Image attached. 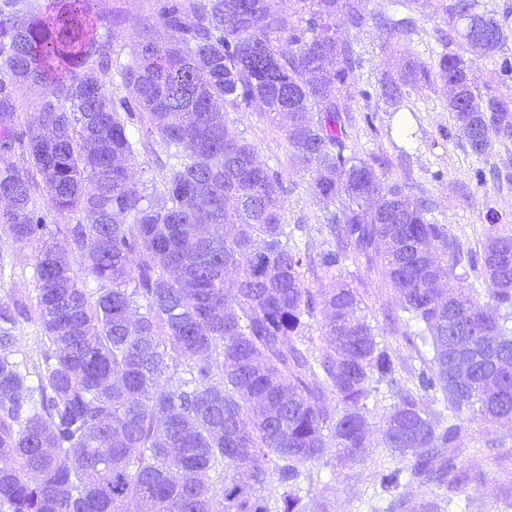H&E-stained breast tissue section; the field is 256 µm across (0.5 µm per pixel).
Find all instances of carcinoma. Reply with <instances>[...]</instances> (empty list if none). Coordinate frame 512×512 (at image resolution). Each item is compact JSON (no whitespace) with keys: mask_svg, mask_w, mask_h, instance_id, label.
Listing matches in <instances>:
<instances>
[{"mask_svg":"<svg viewBox=\"0 0 512 512\" xmlns=\"http://www.w3.org/2000/svg\"><path fill=\"white\" fill-rule=\"evenodd\" d=\"M282 2L165 0L158 20L171 40L142 27L117 103L97 0H57L39 15L15 0L0 5V233L42 242L36 315L46 338L35 387L0 355V512H126L132 501L145 512H213L210 470L224 512H314L299 495L303 467L332 447L342 464L365 457L366 399L375 383L397 384L399 365L362 313L359 289L314 292L305 265L334 279L354 257L381 271L414 325L407 342L431 347L417 385L442 393L448 424L400 392L383 437L412 464L376 472L393 494L390 512H445L431 500L412 506L399 489L448 486L455 464L445 449L459 416L512 418V237L489 235L462 260L426 199L383 178L377 157L347 149L339 98L359 59L336 35V16L361 28L359 0H296L295 16ZM374 20L387 41L409 24L385 11ZM476 23L498 40L468 39ZM460 24L476 55L499 56L512 72L503 20L454 0L448 32ZM436 67L454 125L486 154L493 135L512 129V97L476 95L470 60L456 53H441ZM17 85L44 95L39 125L21 132ZM230 108L288 119L290 157L325 204L320 245L298 240L303 225L282 223L288 188L230 130ZM150 140L165 147L170 172L153 201L132 181ZM17 146L28 156L22 170L8 160ZM36 175L51 210L80 209L92 223L65 225L62 244L44 239ZM463 261L493 283L490 301L456 272ZM84 276L100 282L96 292L80 286ZM139 299L145 312L135 316ZM22 315L0 307V347ZM318 318L333 354L316 364L302 338ZM172 353L184 369L166 378Z\"/></svg>","mask_w":512,"mask_h":512,"instance_id":"cac0c4a2","label":"carcinoma"}]
</instances>
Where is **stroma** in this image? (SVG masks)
Masks as SVG:
<instances>
[{
	"label": "stroma",
	"instance_id": "35a3bbf8",
	"mask_svg": "<svg viewBox=\"0 0 512 512\" xmlns=\"http://www.w3.org/2000/svg\"><path fill=\"white\" fill-rule=\"evenodd\" d=\"M451 0H411L402 16L412 20L408 32L382 42L373 20L387 0H362L367 16L360 29L339 25L338 34L351 40L362 59L354 84L343 89L339 106L350 123L348 144L360 155L372 154L386 178L406 184L409 194L428 200L432 222L444 224L461 253L477 250L486 236L512 235V132L492 139L487 155L478 156L448 112L446 92L437 80L405 87L401 103L381 94L382 81L400 82L407 62L433 66L443 49L471 56L463 39L447 42L448 6ZM157 0H97L96 36L121 62H132L139 53V29L157 21ZM471 79L479 93L490 91L512 96V77L499 73L494 59L471 56ZM372 124H365L364 114ZM230 127L256 148L258 161L281 172L288 188L283 221L306 225L312 238H320L324 204L310 188L311 175L293 169L285 150V132L254 110L231 113ZM165 151L153 142L140 151L132 169L133 181L148 196L162 188L169 176ZM37 245L22 246L0 238V306L22 304L29 318L12 330V355L38 361L44 334L33 311L37 286L34 278ZM340 277L357 286L364 314L381 327L383 340L403 367L418 362L417 351L405 341L408 327L385 325L386 312L399 311L400 300L377 270L351 258ZM386 385L377 386L367 400L372 426L362 462L339 464L335 452L306 465L304 495L321 502L326 512H373L374 475L390 453L382 443L381 419L397 403ZM461 434L451 451L460 484L453 497L467 512H512V419L486 423L461 416Z\"/></svg>",
	"mask_w": 512,
	"mask_h": 512
}]
</instances>
